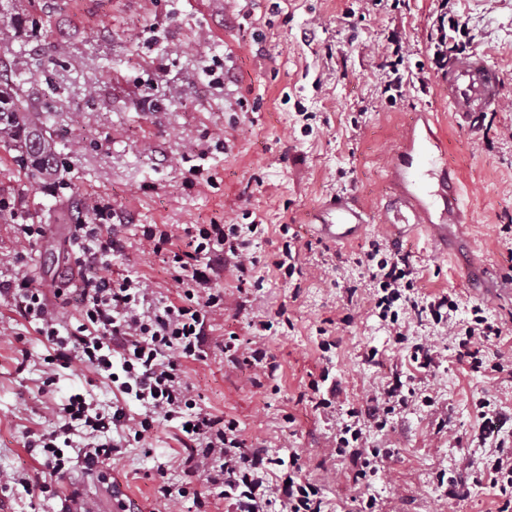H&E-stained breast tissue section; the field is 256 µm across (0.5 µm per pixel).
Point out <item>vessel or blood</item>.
<instances>
[{
	"label": "vessel or blood",
	"instance_id": "b4317fda",
	"mask_svg": "<svg viewBox=\"0 0 512 512\" xmlns=\"http://www.w3.org/2000/svg\"><path fill=\"white\" fill-rule=\"evenodd\" d=\"M442 82L448 89V104L460 121H471L496 109L500 102L499 73L482 56L472 53L456 58ZM442 154L443 148L435 134L421 139L409 137L391 168L399 192L385 212L390 223L404 225L410 231L425 229L439 241L447 240L448 227L431 218L432 198L425 178L436 168ZM317 221L326 238L344 242L359 232L366 215L349 199L339 197L320 208Z\"/></svg>",
	"mask_w": 512,
	"mask_h": 512
}]
</instances>
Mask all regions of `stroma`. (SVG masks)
I'll return each mask as SVG.
<instances>
[{
  "label": "stroma",
  "mask_w": 512,
  "mask_h": 512,
  "mask_svg": "<svg viewBox=\"0 0 512 512\" xmlns=\"http://www.w3.org/2000/svg\"><path fill=\"white\" fill-rule=\"evenodd\" d=\"M443 0H0V71L22 75L14 97L20 120L37 123L42 146L64 162L57 194L43 176L19 166L14 141L0 135V197L20 217L42 224L37 243L15 237L0 215V282L25 274L47 291L63 290L62 323L77 324L68 288L77 274L67 255L71 209L97 194L137 224H263L258 255L279 254L285 241L299 271L264 274L248 287L251 309H218L217 329L248 338L253 313L284 311L264 341L281 369L263 388L246 384L247 366L228 365L218 348L188 363V381L202 406L238 421L271 458L297 455L301 478L322 489L327 512H358L376 498L380 512H497L503 500L486 483L468 481L448 495L440 472L462 469L465 454L486 456L476 434L474 402L496 397L512 440V377L488 379L458 361L444 329L412 327L397 342L376 315L366 255L390 248L408 257L419 293L454 294L458 318L481 307L512 332V304L488 283H512V0H444L468 33L466 53L485 55L500 73L501 105L471 124L456 121L437 70L430 66L432 16ZM412 72L396 102L381 96V68L395 43ZM224 65V86L211 88L204 65ZM152 81V100L137 86ZM429 124L446 152L449 178L461 182L465 211L448 240L402 237L387 226L383 206L398 186L387 178L411 125ZM223 131L224 151L206 158L193 188L182 186L190 154L207 133ZM336 195L352 196L367 213L348 244L321 239L314 212ZM21 262H14L15 254ZM110 274H144L158 299L173 297L174 272L161 257L136 247L114 257ZM335 348L322 352L321 329ZM433 336L439 365L428 372L410 360L411 346ZM377 351V362L365 359ZM54 351L34 325L0 297V473L40 476L43 493L0 485V512H63L71 500L94 512H197L192 498L162 506L161 482L188 478L172 424L143 446L124 448L108 464L87 469L85 440L74 432L63 475L44 472L27 446L30 434L52 429L55 411L76 392L108 411L111 382L92 369L53 363ZM434 404L395 416L391 427L368 429L369 448L389 449L378 475L361 486L348 480V460L332 441L347 409L375 396L392 374ZM328 375L339 387L331 408L316 409L310 381ZM444 428H437L438 420Z\"/></svg>",
  "instance_id": "obj_1"
}]
</instances>
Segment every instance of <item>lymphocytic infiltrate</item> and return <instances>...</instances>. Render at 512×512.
Here are the masks:
<instances>
[{
  "instance_id": "lymphocytic-infiltrate-1",
  "label": "lymphocytic infiltrate",
  "mask_w": 512,
  "mask_h": 512,
  "mask_svg": "<svg viewBox=\"0 0 512 512\" xmlns=\"http://www.w3.org/2000/svg\"><path fill=\"white\" fill-rule=\"evenodd\" d=\"M115 216L111 202L88 196L72 226L68 246L78 272L74 296L80 315L75 328L60 333L57 308L28 276L0 285V291L12 299L16 312L36 324L40 335L54 345L56 360L118 378V391L137 401L141 411L129 414L116 402L111 411L101 412L76 393L57 412L61 425L28 441V448L39 451L45 467L61 472L66 461L59 454V443L79 428L86 440L84 463L93 469L105 464L117 449L116 443L104 440V433L112 431L123 440L139 443L160 424L173 421L186 454L185 471L196 484L177 488L160 484L155 491L160 501L189 496L200 508L223 502L225 512H325L319 486L299 477L296 457H289L284 464L282 483L271 481L272 460L266 449L247 441L236 420L201 407L187 380L185 364L205 359L210 314L224 306V292L217 288V281L228 268L242 285L256 276L259 259L253 241L261 233V225H141L140 246L153 255L166 254L178 284L175 298L157 304L149 278L128 275L114 281L104 275L112 256L126 250L124 227L115 223ZM367 263L374 284V308L397 341H404L412 324H443L456 333L459 362L476 372L486 367L494 374H512L511 352H500L488 366L481 359L486 345L500 340L504 333L482 308H474L465 323H456L453 315L458 304L450 294L429 300L416 295L405 256L396 252L371 256ZM273 326L270 317L257 316L249 324L252 337L246 346H239L233 332L221 341L229 362L251 367L247 381L256 388L279 369L262 341ZM402 386L401 380H394L370 405L348 409V419L336 435L335 452L350 458L353 483H363L378 473L381 451L363 447L364 429L369 424L385 427L396 408L407 406ZM467 471L486 478L503 496L498 512H512V451L504 443H497L485 462L468 461L463 473L449 475V496H457Z\"/></svg>"
}]
</instances>
